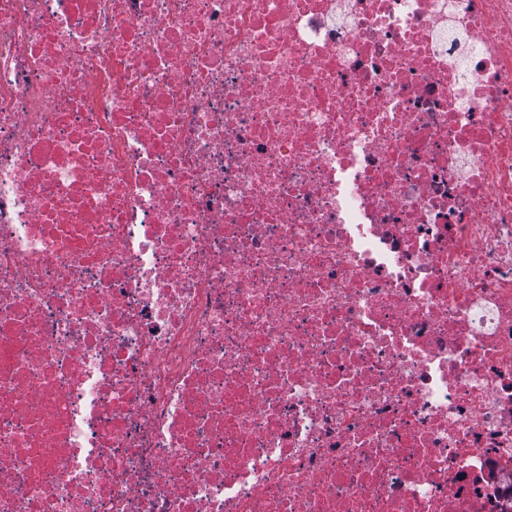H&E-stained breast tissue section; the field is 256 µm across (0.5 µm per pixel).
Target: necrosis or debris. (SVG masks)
Listing matches in <instances>:
<instances>
[{
	"instance_id": "4bbe7bcc",
	"label": "necrosis or debris",
	"mask_w": 512,
	"mask_h": 512,
	"mask_svg": "<svg viewBox=\"0 0 512 512\" xmlns=\"http://www.w3.org/2000/svg\"><path fill=\"white\" fill-rule=\"evenodd\" d=\"M0 512H512V0H0Z\"/></svg>"
}]
</instances>
